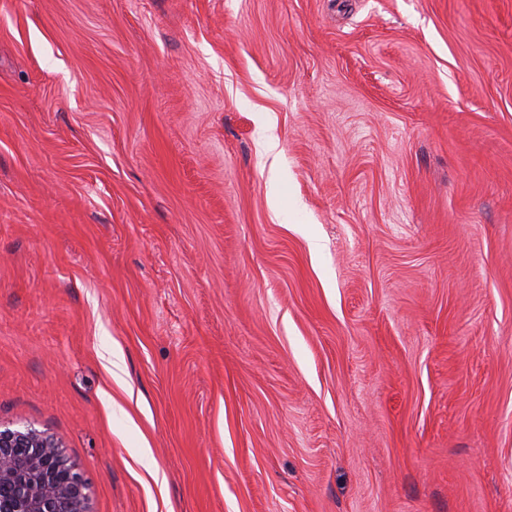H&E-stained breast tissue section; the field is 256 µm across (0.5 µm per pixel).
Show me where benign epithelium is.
<instances>
[{
    "label": "benign epithelium",
    "mask_w": 512,
    "mask_h": 512,
    "mask_svg": "<svg viewBox=\"0 0 512 512\" xmlns=\"http://www.w3.org/2000/svg\"><path fill=\"white\" fill-rule=\"evenodd\" d=\"M87 489L53 439L0 430V512H88Z\"/></svg>",
    "instance_id": "1"
}]
</instances>
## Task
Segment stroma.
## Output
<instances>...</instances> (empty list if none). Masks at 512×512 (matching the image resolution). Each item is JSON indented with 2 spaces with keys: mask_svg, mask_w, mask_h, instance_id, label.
<instances>
[{
  "mask_svg": "<svg viewBox=\"0 0 512 512\" xmlns=\"http://www.w3.org/2000/svg\"><path fill=\"white\" fill-rule=\"evenodd\" d=\"M26 428L89 512H512V0H0Z\"/></svg>",
  "mask_w": 512,
  "mask_h": 512,
  "instance_id": "1",
  "label": "stroma"
}]
</instances>
